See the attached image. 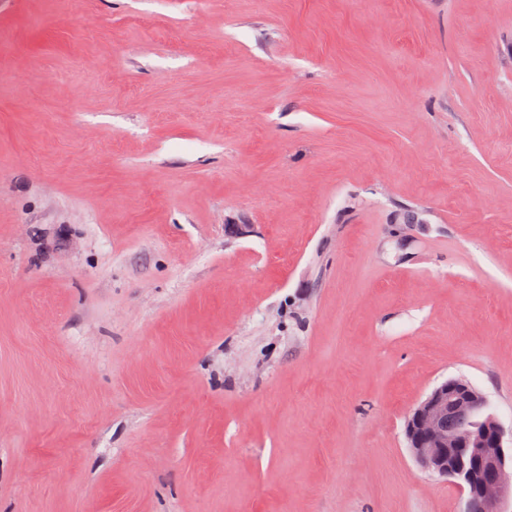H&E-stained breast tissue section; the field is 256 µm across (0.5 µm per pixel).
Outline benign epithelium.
I'll list each match as a JSON object with an SVG mask.
<instances>
[{
	"mask_svg": "<svg viewBox=\"0 0 512 512\" xmlns=\"http://www.w3.org/2000/svg\"><path fill=\"white\" fill-rule=\"evenodd\" d=\"M450 416H467L472 422L450 434ZM406 440L423 471L459 488L462 512H473L478 502L485 512H512V432L471 383L450 378L434 387L409 413Z\"/></svg>",
	"mask_w": 512,
	"mask_h": 512,
	"instance_id": "1",
	"label": "benign epithelium"
}]
</instances>
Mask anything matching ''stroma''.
<instances>
[{"mask_svg": "<svg viewBox=\"0 0 512 512\" xmlns=\"http://www.w3.org/2000/svg\"><path fill=\"white\" fill-rule=\"evenodd\" d=\"M512 425V0H0V512H461ZM449 416L473 421L450 434ZM406 422L411 457L423 471L459 488L462 512H472L477 502L487 512L512 510V427L508 433L489 410L484 393L465 380L449 378L416 405Z\"/></svg>", "mask_w": 512, "mask_h": 512, "instance_id": "obj_1", "label": "stroma"}]
</instances>
